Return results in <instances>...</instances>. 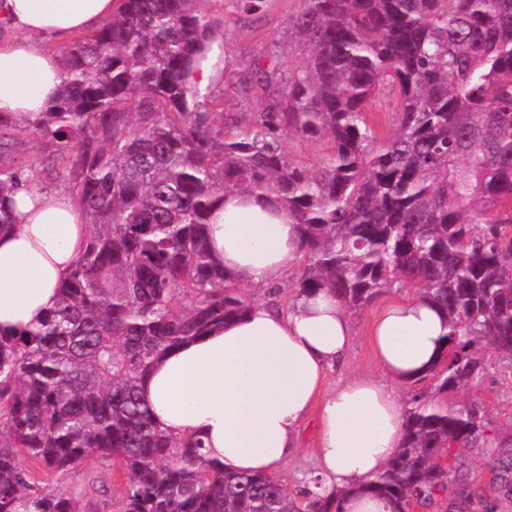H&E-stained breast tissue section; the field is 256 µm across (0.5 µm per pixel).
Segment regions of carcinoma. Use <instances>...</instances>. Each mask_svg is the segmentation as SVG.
<instances>
[{
    "mask_svg": "<svg viewBox=\"0 0 512 512\" xmlns=\"http://www.w3.org/2000/svg\"><path fill=\"white\" fill-rule=\"evenodd\" d=\"M213 2L121 0L63 52L45 111L0 112V231L26 171L69 184L91 224L57 307L0 335V512H88L40 473L91 458L122 463L115 512H342L340 494L224 471L200 439L160 430L141 391L160 357L252 303L209 250L210 215L233 195L300 227L295 295L328 290L355 316L409 288L445 320L439 361L408 382L400 446L365 491L392 512H467L480 492L463 456L490 448L512 496V433L492 436L482 401H450L489 356L512 363V0H301L288 54L303 64L283 85L256 63L233 86L258 112L190 82L224 47ZM388 83L396 129L380 140L367 112ZM287 139L321 146L316 165Z\"/></svg>",
    "mask_w": 512,
    "mask_h": 512,
    "instance_id": "1",
    "label": "carcinoma"
}]
</instances>
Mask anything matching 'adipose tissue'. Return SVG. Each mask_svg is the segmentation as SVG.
<instances>
[{
  "mask_svg": "<svg viewBox=\"0 0 512 512\" xmlns=\"http://www.w3.org/2000/svg\"><path fill=\"white\" fill-rule=\"evenodd\" d=\"M120 0H0V112L44 111L62 82L61 45L116 15ZM15 227L0 234V334L37 326L54 309L91 231L68 192L24 185L13 197ZM209 246L239 281L284 283L300 260L287 214L256 197L230 198L214 211ZM447 332L419 297L388 305L374 319L381 378L357 376L327 389L352 340L332 294L291 299L280 311L256 303L238 318L182 344L143 381L155 423L175 436H200L225 470L276 473L299 449L315 416V476L321 495L343 492V512H390L364 484L399 446L398 385L438 360Z\"/></svg>",
  "mask_w": 512,
  "mask_h": 512,
  "instance_id": "ef3b65f1",
  "label": "adipose tissue"
}]
</instances>
